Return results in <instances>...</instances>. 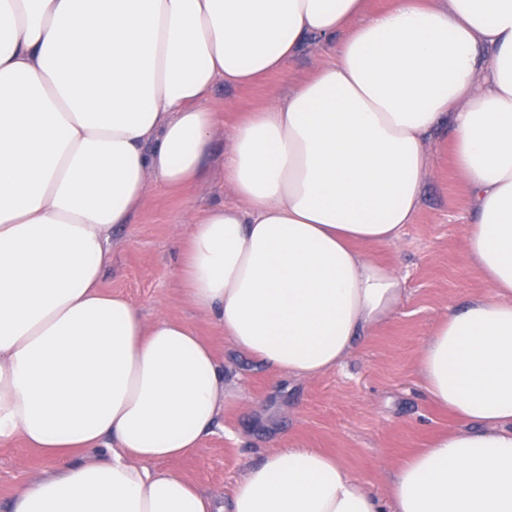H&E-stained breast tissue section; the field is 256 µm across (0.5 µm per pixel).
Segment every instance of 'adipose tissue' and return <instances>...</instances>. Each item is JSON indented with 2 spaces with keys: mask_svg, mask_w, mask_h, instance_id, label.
I'll use <instances>...</instances> for the list:
<instances>
[{
  "mask_svg": "<svg viewBox=\"0 0 512 512\" xmlns=\"http://www.w3.org/2000/svg\"><path fill=\"white\" fill-rule=\"evenodd\" d=\"M332 48L233 129L238 198L189 221L185 291L243 354L318 378L397 311L372 249L421 203L447 124L478 218L466 252L494 299L449 310L419 371L459 428L376 496L335 457L281 448L218 504L163 461L224 411L210 347L105 293L110 241L145 180L195 182L217 81ZM103 449L18 492L10 512H512V0H0V443Z\"/></svg>",
  "mask_w": 512,
  "mask_h": 512,
  "instance_id": "obj_1",
  "label": "adipose tissue"
}]
</instances>
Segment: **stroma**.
Here are the masks:
<instances>
[{"label": "stroma", "mask_w": 512, "mask_h": 512, "mask_svg": "<svg viewBox=\"0 0 512 512\" xmlns=\"http://www.w3.org/2000/svg\"><path fill=\"white\" fill-rule=\"evenodd\" d=\"M325 58L309 43L262 82L247 87L217 82L210 102L222 121L212 135L203 179L168 191L147 178L142 207L112 233L104 290L125 296L145 320L161 312L189 323L224 368L228 398L218 426L199 450L168 464L221 502L249 466L288 446L335 456L374 494L384 495L404 458L456 425L429 399L419 374L427 338L449 309L493 296L466 255V230L476 211L460 188L443 126L428 144L431 164L412 224L396 244L374 252L402 279V303L388 321L367 332L342 365L314 380L277 375L240 353L187 299L180 276L187 219L205 207L238 201L224 179V152L234 126L271 97L287 96ZM64 463L19 437L1 444L0 512H9L22 488Z\"/></svg>", "instance_id": "35a3bbf8"}]
</instances>
